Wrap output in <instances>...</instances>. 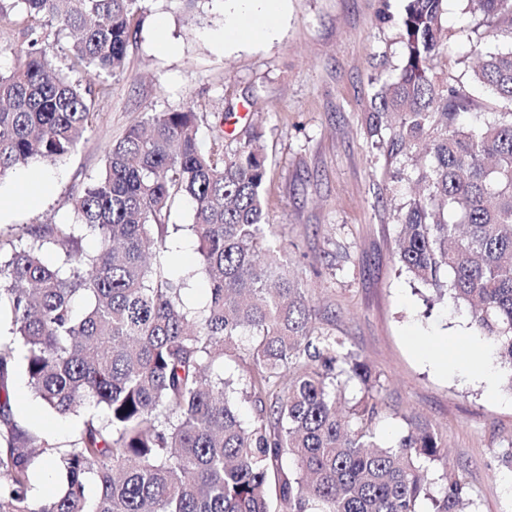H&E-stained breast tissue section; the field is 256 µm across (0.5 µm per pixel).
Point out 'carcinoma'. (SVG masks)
I'll list each match as a JSON object with an SVG mask.
<instances>
[{
	"mask_svg": "<svg viewBox=\"0 0 512 512\" xmlns=\"http://www.w3.org/2000/svg\"><path fill=\"white\" fill-rule=\"evenodd\" d=\"M142 0H0V21L28 19L24 60L0 72V178L34 161L54 163L93 131L109 80L125 71ZM402 60L371 100L366 135L400 163L396 260L412 280L467 307L494 347L512 390V111L470 126L473 99L441 80L449 51L448 0H403ZM487 24L512 15V0H471ZM71 38L69 69L96 72L84 85L55 68L46 27ZM472 79L512 105V50L487 52ZM195 103L154 112L113 142L101 171L70 198L69 222L0 229V512H463L466 484L453 470L437 493L427 463L442 439L409 422L381 446L373 430L376 377L336 337L315 332L308 283L288 271L265 210V158L254 131L234 147L201 146ZM191 206L209 284L203 307L183 301L150 250H169ZM97 248L88 251L83 241ZM247 336L250 378L242 394L277 405L243 421L224 351ZM23 372L50 413L79 419L65 448L49 426L11 412ZM361 397L343 413L347 383ZM292 468L279 467L282 455ZM57 484L32 495L37 468ZM94 485L96 493L88 494Z\"/></svg>",
	"mask_w": 512,
	"mask_h": 512,
	"instance_id": "obj_1",
	"label": "carcinoma"
}]
</instances>
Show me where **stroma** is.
I'll use <instances>...</instances> for the list:
<instances>
[{
	"label": "stroma",
	"mask_w": 512,
	"mask_h": 512,
	"mask_svg": "<svg viewBox=\"0 0 512 512\" xmlns=\"http://www.w3.org/2000/svg\"><path fill=\"white\" fill-rule=\"evenodd\" d=\"M402 0H282L276 13L252 17L259 39L224 41V22L237 0H199L184 12L178 0H143L139 31L128 48L124 75L113 79L97 107L95 128L71 155L19 169L0 184L13 195L21 178L44 174L52 183L41 204L19 207L1 225L63 222L70 197L97 175L109 144L148 112L202 105V145L212 131L235 122L260 133L268 178L264 203L288 258V269L310 286L318 330L343 340L379 379L374 419L379 443L392 445L418 417L439 433L445 448L433 473L454 468L471 490L468 512H512V394L489 398L483 384L461 372L463 358L449 343L464 336L476 353L478 336L467 308L432 301V293L400 274L395 261L401 197L388 191L392 166L367 142L365 118L380 82L401 63L396 22L379 23L382 10L398 14ZM464 0H448L449 52L440 66L450 85L471 92L475 109L512 110L477 90L472 49H512V21L478 27ZM169 223L181 225L179 249L161 260L173 276H188L183 299L198 307L208 283L197 275V241L186 232L192 212L176 203ZM11 407L29 426L50 423L53 439L68 444L76 417H50L17 376Z\"/></svg>",
	"instance_id": "35a3bbf8"
}]
</instances>
